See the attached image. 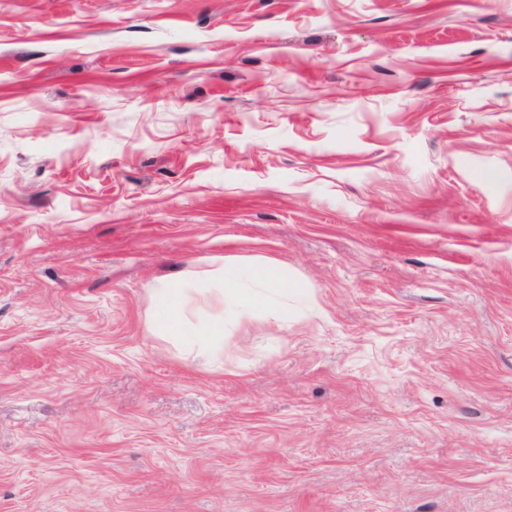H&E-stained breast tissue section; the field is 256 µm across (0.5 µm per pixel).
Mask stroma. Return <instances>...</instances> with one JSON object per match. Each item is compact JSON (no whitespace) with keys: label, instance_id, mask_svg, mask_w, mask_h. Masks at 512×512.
<instances>
[{"label":"stroma","instance_id":"1","mask_svg":"<svg viewBox=\"0 0 512 512\" xmlns=\"http://www.w3.org/2000/svg\"><path fill=\"white\" fill-rule=\"evenodd\" d=\"M0 512H512V0H0ZM215 274L223 282V285H224L223 288H225V299L227 298V301L231 305L240 306V307H249V306H254L256 303H258L261 300V298L258 296L246 297L243 299V303H241L239 301L234 278H232V277L226 278V276H225V265L216 269ZM223 288H217L218 292L216 295V302L218 303V305L221 308L224 307V289ZM192 290L194 288H151L161 308L156 325L157 333L182 343L188 354L194 353V345L184 340L185 326L188 322L186 307Z\"/></svg>","mask_w":512,"mask_h":512}]
</instances>
